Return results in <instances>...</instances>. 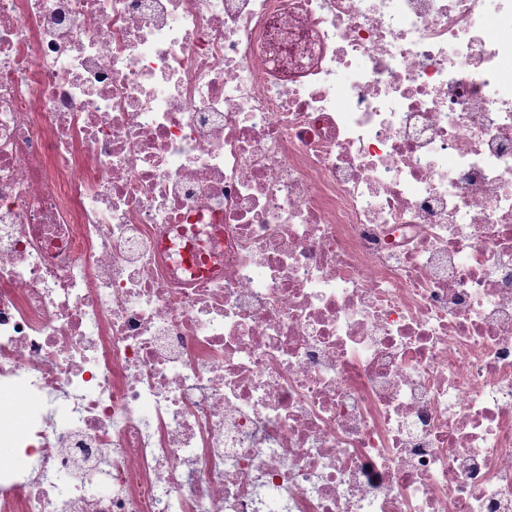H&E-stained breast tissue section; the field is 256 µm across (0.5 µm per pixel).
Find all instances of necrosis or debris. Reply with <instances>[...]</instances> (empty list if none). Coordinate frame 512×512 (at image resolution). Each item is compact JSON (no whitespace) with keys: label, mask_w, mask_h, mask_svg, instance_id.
I'll list each match as a JSON object with an SVG mask.
<instances>
[{"label":"necrosis or debris","mask_w":512,"mask_h":512,"mask_svg":"<svg viewBox=\"0 0 512 512\" xmlns=\"http://www.w3.org/2000/svg\"><path fill=\"white\" fill-rule=\"evenodd\" d=\"M484 10L0 0V512H512ZM2 400L13 408L15 426L20 431L23 430L26 421L41 409L36 399L21 391L2 393Z\"/></svg>","instance_id":"4bbe7bcc"}]
</instances>
